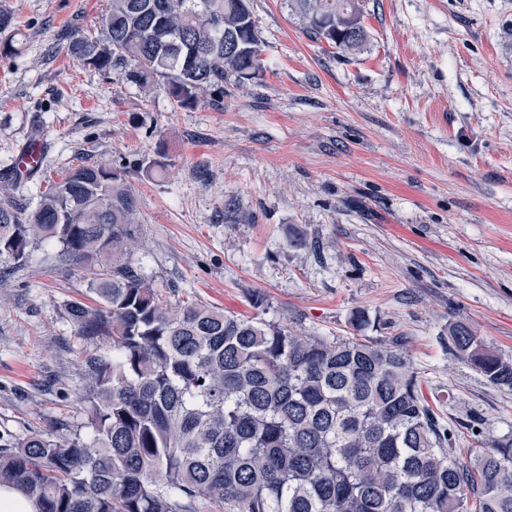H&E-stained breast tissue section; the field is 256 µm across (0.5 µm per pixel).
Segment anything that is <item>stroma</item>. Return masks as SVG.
<instances>
[{"mask_svg": "<svg viewBox=\"0 0 512 512\" xmlns=\"http://www.w3.org/2000/svg\"><path fill=\"white\" fill-rule=\"evenodd\" d=\"M106 6L0 0L23 42L0 60V161L37 131L53 179L83 158L127 167L132 260L169 303L319 336H354L364 311L367 335L403 337L457 447L511 435L512 391L449 353L448 325L512 359V0H363L368 40L344 55L307 37L290 0H251L261 74L192 108L64 54ZM154 159L162 175L145 173ZM53 255L0 262V434L14 440L87 430L63 307L93 303L92 273Z\"/></svg>", "mask_w": 512, "mask_h": 512, "instance_id": "stroma-1", "label": "stroma"}]
</instances>
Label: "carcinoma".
<instances>
[{
	"label": "carcinoma",
	"mask_w": 512,
	"mask_h": 512,
	"mask_svg": "<svg viewBox=\"0 0 512 512\" xmlns=\"http://www.w3.org/2000/svg\"><path fill=\"white\" fill-rule=\"evenodd\" d=\"M310 37L341 53L367 41L359 0H291ZM101 32L64 50L104 76L165 90L181 108L262 69L248 0H108ZM0 9V59L21 52ZM0 168V259L41 244L58 265L93 267L92 305L65 304L85 347L88 428L0 443V486L36 512H512V435L469 460L439 424L399 342L307 336L198 302L170 304L134 267L129 171L72 166L35 204ZM448 347L512 390V360L461 322Z\"/></svg>",
	"instance_id": "1"
}]
</instances>
